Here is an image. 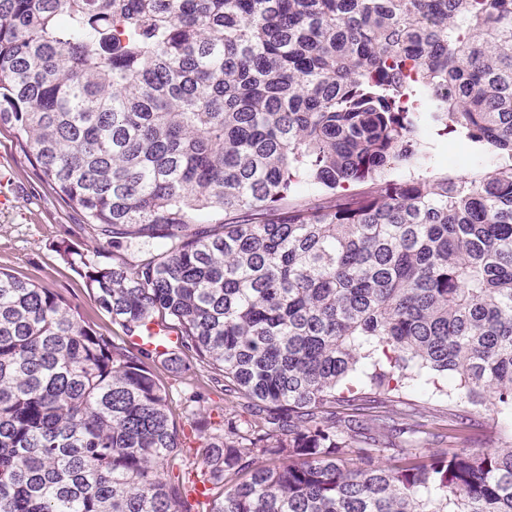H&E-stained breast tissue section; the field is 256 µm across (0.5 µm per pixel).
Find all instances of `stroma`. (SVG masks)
Listing matches in <instances>:
<instances>
[{
  "instance_id": "35a3bbf8",
  "label": "stroma",
  "mask_w": 512,
  "mask_h": 512,
  "mask_svg": "<svg viewBox=\"0 0 512 512\" xmlns=\"http://www.w3.org/2000/svg\"><path fill=\"white\" fill-rule=\"evenodd\" d=\"M490 146H470L456 137L427 138L418 165L430 171L451 169L462 177H476L493 166ZM0 181L11 204L0 206V268L28 278L62 295L80 308L86 324L108 336L122 328L90 300L83 279L55 252L61 238L84 252L95 264L112 262L110 250L96 246L89 230L81 229L80 215L44 184L16 143L12 132L0 128ZM484 424L481 447L497 448L512 441V412H496L490 405L468 408Z\"/></svg>"
}]
</instances>
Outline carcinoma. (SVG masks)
<instances>
[{"mask_svg":"<svg viewBox=\"0 0 512 512\" xmlns=\"http://www.w3.org/2000/svg\"><path fill=\"white\" fill-rule=\"evenodd\" d=\"M0 127L124 331L0 271V512H512V445L403 392L512 409V0H0ZM431 131L500 161L386 178ZM151 360L247 434L195 390L183 447ZM207 401L203 404L208 418L215 427L224 424V414L232 409L231 401L224 400V393L220 391H210L207 395Z\"/></svg>","mask_w":512,"mask_h":512,"instance_id":"1","label":"carcinoma"}]
</instances>
